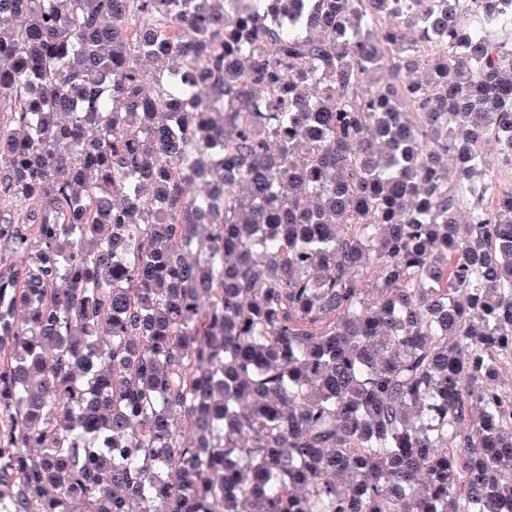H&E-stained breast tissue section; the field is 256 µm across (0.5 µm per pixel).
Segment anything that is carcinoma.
Listing matches in <instances>:
<instances>
[{
  "mask_svg": "<svg viewBox=\"0 0 512 512\" xmlns=\"http://www.w3.org/2000/svg\"><path fill=\"white\" fill-rule=\"evenodd\" d=\"M2 21L0 512H512V0Z\"/></svg>",
  "mask_w": 512,
  "mask_h": 512,
  "instance_id": "carcinoma-1",
  "label": "carcinoma"
}]
</instances>
